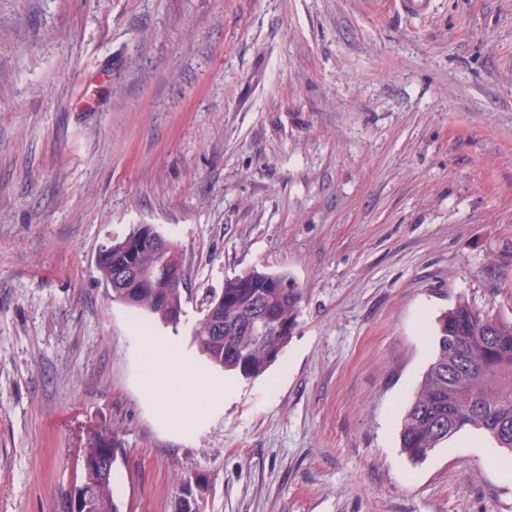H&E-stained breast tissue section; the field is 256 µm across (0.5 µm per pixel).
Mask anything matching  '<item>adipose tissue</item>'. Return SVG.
Wrapping results in <instances>:
<instances>
[{
  "label": "adipose tissue",
  "instance_id": "1",
  "mask_svg": "<svg viewBox=\"0 0 512 512\" xmlns=\"http://www.w3.org/2000/svg\"><path fill=\"white\" fill-rule=\"evenodd\" d=\"M141 351L160 413L177 414L184 425H192L212 398L208 377L191 360L171 352L154 337L143 339Z\"/></svg>",
  "mask_w": 512,
  "mask_h": 512
}]
</instances>
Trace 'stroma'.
<instances>
[{
	"label": "stroma",
	"mask_w": 512,
	"mask_h": 512,
	"mask_svg": "<svg viewBox=\"0 0 512 512\" xmlns=\"http://www.w3.org/2000/svg\"><path fill=\"white\" fill-rule=\"evenodd\" d=\"M183 252L178 327L111 301L102 246ZM249 269L304 292L262 376L191 340ZM512 317V0H0V512H64L99 433L121 512H512L467 428L402 416L457 300ZM175 339L212 409L162 419L138 348Z\"/></svg>",
	"instance_id": "1"
}]
</instances>
